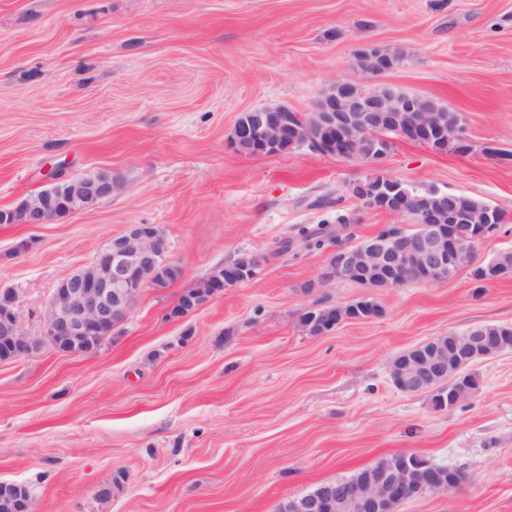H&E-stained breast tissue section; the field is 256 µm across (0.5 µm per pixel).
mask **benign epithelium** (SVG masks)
I'll list each match as a JSON object with an SVG mask.
<instances>
[{
  "label": "benign epithelium",
  "mask_w": 512,
  "mask_h": 512,
  "mask_svg": "<svg viewBox=\"0 0 512 512\" xmlns=\"http://www.w3.org/2000/svg\"><path fill=\"white\" fill-rule=\"evenodd\" d=\"M364 72L380 75L399 64L393 52L367 44ZM320 121L313 124L308 114L287 107H262L249 113V120L236 122L232 142L250 139L253 154H277L315 138L327 154L338 158L359 156L379 164L390 153L393 137L416 136V141L442 149L444 135L424 139L436 129L433 100L404 93L383 85L367 89L340 82L326 90L316 108ZM52 187L22 201L12 209L26 224H49L66 212L88 208L112 196L118 184L107 173L93 172L79 181L60 180L51 175ZM349 193L364 209L408 216L425 228L415 239L402 234H378L362 247L338 245L327 259L320 282H348L353 276L370 287L374 275L389 274L388 287L408 281L446 282L470 261L471 248L497 235L509 217L487 205L472 213L458 208L456 194L434 190L433 206L408 211L404 196L408 186L399 179L373 174L349 186ZM266 263L259 254L243 256L215 270L191 288L179 314L181 319L205 306L212 298L254 279ZM181 269L171 256L169 242L157 224H128L113 236L86 265L64 276L43 312L40 338L29 336L22 323L20 298L12 295L0 308V353L3 361L28 356L44 342L70 354H84L87 342L111 334L126 317L140 291L164 288L165 271ZM486 345V338L471 331L455 338V352L436 337L409 348L393 358L389 374L394 386L407 394L432 392L441 408H453L472 394L467 386L466 364ZM414 452H399L379 467L366 469L349 483L325 482L313 492L284 504L286 512H398L405 502L426 494L444 493L463 482L457 470L433 465L428 475L420 470ZM4 507L14 512H31V494L20 483L0 482Z\"/></svg>",
  "instance_id": "benign-epithelium-1"
}]
</instances>
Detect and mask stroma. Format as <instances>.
Listing matches in <instances>:
<instances>
[{
  "instance_id": "1",
  "label": "stroma",
  "mask_w": 512,
  "mask_h": 512,
  "mask_svg": "<svg viewBox=\"0 0 512 512\" xmlns=\"http://www.w3.org/2000/svg\"><path fill=\"white\" fill-rule=\"evenodd\" d=\"M367 42L404 55L383 82L459 113L469 153L398 138L376 167L232 145L243 112H306L333 83L365 82ZM54 165L121 188L49 224H0V288L30 336L59 280L126 225H159L183 273L143 289L92 354L0 362V481L26 484L34 512H277L402 451L466 480L399 512H512V350L473 363L479 388L450 410L389 376L433 337L512 326V277L479 286L465 267L443 283L321 288L327 250L278 251L327 219L320 196L350 217L346 245L410 225L349 196L378 169L512 215V0H0V210L47 189ZM246 251L266 258L256 278L166 319ZM364 297L382 318L321 336L300 325Z\"/></svg>"
}]
</instances>
